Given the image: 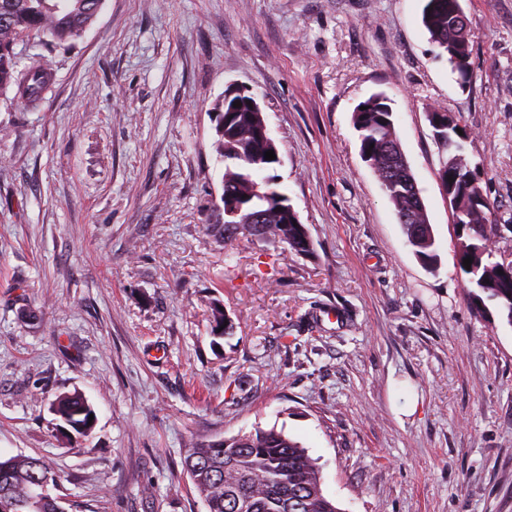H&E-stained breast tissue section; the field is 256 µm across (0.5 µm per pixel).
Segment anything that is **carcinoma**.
Wrapping results in <instances>:
<instances>
[{"label": "carcinoma", "instance_id": "carcinoma-1", "mask_svg": "<svg viewBox=\"0 0 512 512\" xmlns=\"http://www.w3.org/2000/svg\"><path fill=\"white\" fill-rule=\"evenodd\" d=\"M103 0H0V97L10 91L29 107H36L52 85V73L41 60L19 67L15 45L20 37L35 31L57 45L78 37L95 21ZM460 0H426L422 22L438 56L461 77L470 69L471 31ZM225 127H216L215 150L225 164L224 210H215L211 227L219 234L238 229V223L254 213H264L261 224L253 225L264 240L282 242L291 250L313 254L305 225L288 204L282 191L269 187L260 194L241 179L237 162L262 170L273 161L265 152L276 150L264 137L263 112L247 104L237 111L225 106ZM439 139L453 142L463 151L459 124L446 112L429 113ZM360 132V152L372 166L392 202L408 244L426 268L434 270L439 256L425 205L409 169L395 131L392 111L383 94L360 103L353 115ZM461 172L441 164L442 187L459 236L458 260L472 258L470 268L460 267L472 285V302L496 304L503 319L512 326V266L492 261L488 240L495 226L494 206L484 197L479 183L468 181L465 158ZM212 333L228 336L234 322L223 306L211 307ZM50 408L63 423L80 435L91 432L92 405L78 391L61 393ZM183 464L206 512H340L323 492L319 466L303 446L276 428H256L248 433L222 437L206 443L192 441L183 448ZM57 479L44 460L16 455L0 459V512H67L63 498L55 493Z\"/></svg>", "mask_w": 512, "mask_h": 512}]
</instances>
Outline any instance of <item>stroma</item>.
I'll return each instance as SVG.
<instances>
[{
  "mask_svg": "<svg viewBox=\"0 0 512 512\" xmlns=\"http://www.w3.org/2000/svg\"><path fill=\"white\" fill-rule=\"evenodd\" d=\"M424 0H104L78 38L15 46L54 83L0 100V458L56 472L76 512H206L193 440L276 427L340 512H512V325L457 264L427 115L457 117L512 262V0H462L468 77L435 56ZM244 88L268 173L313 253L207 227L214 103ZM390 99L440 258L428 270L352 117ZM221 300L233 336L216 338ZM96 412L70 441L50 403Z\"/></svg>",
  "mask_w": 512,
  "mask_h": 512,
  "instance_id": "stroma-1",
  "label": "stroma"
}]
</instances>
